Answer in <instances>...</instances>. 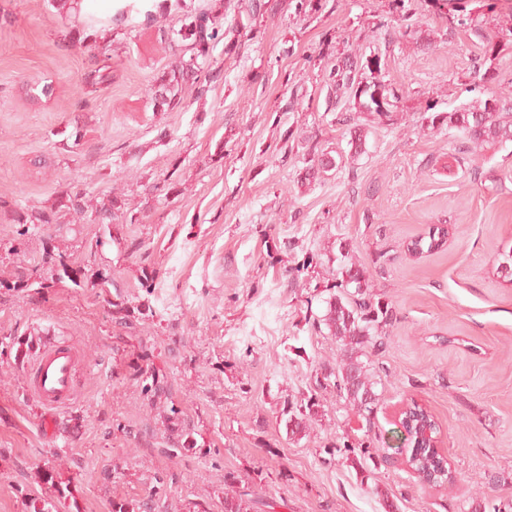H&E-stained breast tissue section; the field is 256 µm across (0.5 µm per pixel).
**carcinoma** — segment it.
Returning <instances> with one entry per match:
<instances>
[{"label":"carcinoma","mask_w":512,"mask_h":512,"mask_svg":"<svg viewBox=\"0 0 512 512\" xmlns=\"http://www.w3.org/2000/svg\"><path fill=\"white\" fill-rule=\"evenodd\" d=\"M436 9L448 16V23L464 26L473 21V10L469 6L482 3L492 11L496 0H432ZM261 0H249L246 12L248 23L242 25L244 35L254 40L262 31L255 24L256 16L261 14ZM181 39L190 41V56L180 59L156 81L154 100L162 110H174L183 104L185 85L193 80L199 81L209 76V67L214 44L219 37L218 22L209 13H201L182 25L178 31ZM380 68V57L362 61V56L347 55L336 58V63L326 69L325 84L333 92L352 93L359 98L360 111L376 117L385 124L392 120L390 96L394 91L386 85L374 81L363 82V71L367 68ZM431 125L448 126L457 129L463 138L474 146L483 144H503L512 142V97L492 95L460 105L452 112H437L429 117ZM125 208V202L119 196H112L106 203L95 206L94 213L101 221H112ZM448 239V228L436 225L430 228L428 235L410 240L407 251L422 255L441 249ZM341 263L336 270L337 293L326 301L324 314L317 319L314 327H326L329 335L336 339L340 350V360L336 366L325 371L323 378L333 383L343 395L357 416L368 418L372 406L377 400L375 387L377 382L363 361L368 350L375 347L379 334L391 324L392 307L380 300H374L368 292V270L353 261L350 246L339 243ZM316 397L308 396L291 403L283 410L287 415L286 426L293 434H299L309 428ZM405 427L411 431L420 427L433 428L432 417L424 410L412 404L404 414ZM407 461L411 467L435 475L431 483L437 485L450 481L444 473L443 460L435 452L426 448L407 449ZM234 477L224 475V512H254L260 501L247 498V493L232 489ZM112 512H152L147 501H112Z\"/></svg>","instance_id":"carcinoma-1"}]
</instances>
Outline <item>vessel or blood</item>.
Segmentation results:
<instances>
[{"label": "vessel or blood", "instance_id": "b4317fda", "mask_svg": "<svg viewBox=\"0 0 512 512\" xmlns=\"http://www.w3.org/2000/svg\"><path fill=\"white\" fill-rule=\"evenodd\" d=\"M79 349L69 343L43 345L31 364L30 393L45 407L59 409L77 398Z\"/></svg>", "mask_w": 512, "mask_h": 512}]
</instances>
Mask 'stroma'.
I'll list each match as a JSON object with an SVG mask.
<instances>
[{"instance_id": "stroma-1", "label": "stroma", "mask_w": 512, "mask_h": 512, "mask_svg": "<svg viewBox=\"0 0 512 512\" xmlns=\"http://www.w3.org/2000/svg\"><path fill=\"white\" fill-rule=\"evenodd\" d=\"M247 3L180 0L164 13L137 0L120 21L0 0V512L34 499L52 512H112L120 499L224 512L228 472L267 512H474L512 499V282L496 273L512 249V142L467 149L428 123L512 89L511 42L492 63L497 83L474 84L480 34L511 29L512 13L452 27L415 0L409 38L394 0H326L308 16L263 0L250 40L236 32ZM201 12L223 17L206 91L159 111L152 86ZM87 26L98 53L65 38ZM353 51L380 57L366 78L394 88L390 124L350 96L329 109L321 58ZM104 61L110 81L88 91ZM314 146L340 163L311 179ZM66 191L116 194L127 211L100 224L60 207ZM19 211L51 221L19 224ZM439 224L444 247L410 256V239ZM341 241L393 310L368 353L379 400L367 421L316 385L340 354L313 321ZM47 252L78 282L52 280ZM54 341L84 356L79 395L60 411L27 391L28 364ZM310 395V429L289 433L284 407ZM410 399L436 418L453 484H421L401 463L395 411ZM183 437L191 447L170 455ZM361 438L363 474L345 450Z\"/></svg>"}]
</instances>
